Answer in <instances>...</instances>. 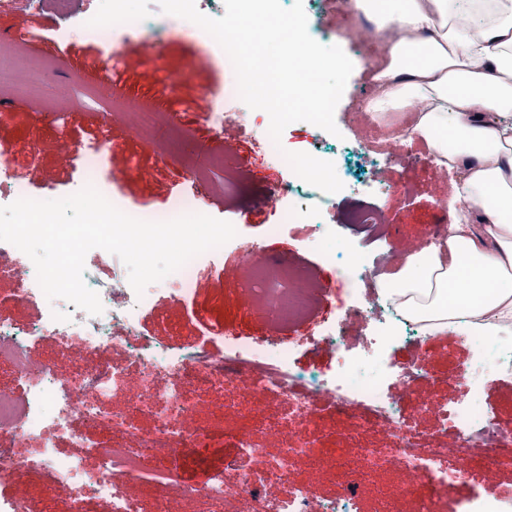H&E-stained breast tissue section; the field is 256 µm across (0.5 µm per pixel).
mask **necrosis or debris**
<instances>
[{
    "mask_svg": "<svg viewBox=\"0 0 512 512\" xmlns=\"http://www.w3.org/2000/svg\"><path fill=\"white\" fill-rule=\"evenodd\" d=\"M126 0H106V9L80 7L79 0H24L26 11L39 12L54 4L64 24L60 37L83 35L100 43L114 41L123 31L141 28L146 18L128 13ZM113 111L128 115L130 124L145 144H154L159 122H167L172 134L182 128L170 121L167 113L113 100ZM210 118L217 124L240 126L259 125L262 136L259 149L270 157L279 152L267 130L269 120L259 117L258 110L249 108L231 93L210 108ZM280 194L309 199L311 206L298 211L286 206L279 212V221L270 225L269 235L283 233L294 223L312 224L321 232H331L326 222L331 195L321 192L299 176H291L281 186ZM251 267L256 280H275L287 283L288 298L280 308L281 325L306 318L325 297V287L310 277H300L288 262L267 263L258 256L257 244L243 236L230 242ZM323 259L338 265L350 278L363 275L367 269L380 272L395 265L391 251L368 254L348 243L339 242L327 248ZM87 286L96 291L103 311L91 315L65 300H47L38 282L30 258L10 243L0 242V281L14 285L16 300L39 303L43 306L40 319L28 322L0 316V363L14 372L18 392H0V436L11 437L9 447L0 445V466H22L53 474L68 483L69 499L66 512L87 497L108 501L111 512H139L137 501L128 497L112 478L114 469L124 470L126 476L152 484L161 499L179 496L184 487L175 472L167 467L154 466L153 438L165 440L170 452L178 453L192 438L178 425L179 417L188 415L197 403L188 387L175 385L167 390L155 389L156 379L164 374L187 376L198 380L223 381L235 376L254 381L259 389L286 399L294 408L303 428L308 431L300 447L282 451L279 466L287 468L301 455L318 452V439L309 428L318 403L329 400L336 410L360 411L374 424L390 430L401 429L403 417L399 391L407 389L418 378L417 369L395 371L380 367L379 362L390 344L399 342L400 332L416 329V322L405 318L396 306L379 294L363 293L354 303L332 320L323 322L306 335V342L324 344L336 354L334 372L306 378L294 366L297 343H271L262 338L248 343L236 337L224 339V355L213 358L204 350L165 347L147 339L140 329L142 313L153 305L159 290L146 288L136 294L128 282L127 271L100 278L93 269H86ZM50 339L59 354L80 347L94 354L95 362L74 363L63 374L54 362H33L30 347L39 339ZM470 362L460 369L457 377L462 386L459 398L437 409L442 422L433 448L423 453L414 436L403 439L398 450L401 464L412 473L432 470L438 483L464 477L456 460L468 449L476 448L495 470H512V429L500 425L482 409L481 395L493 373L512 375V350L501 347L497 334L473 336L469 339ZM122 350L137 362L140 385L146 400L153 408V431L145 434L127 426L128 416L136 414L137 405L115 414L107 404L111 397L126 387L123 365L112 362L108 354ZM82 420L88 427L120 433L121 443L112 446L90 445L89 452L97 463L88 467L81 460L58 454L55 436L70 431L73 420ZM35 445L34 455L19 459L18 444ZM208 499L228 507L229 512H358V493L355 484H347L344 493L334 499H319L302 485L293 488L287 498L269 500L250 477L238 484H226L222 475H213L205 484Z\"/></svg>",
    "mask_w": 512,
    "mask_h": 512,
    "instance_id": "4bbe7bcc",
    "label": "necrosis or debris"
}]
</instances>
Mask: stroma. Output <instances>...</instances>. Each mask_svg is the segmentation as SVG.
<instances>
[{"label": "stroma", "instance_id": "obj_1", "mask_svg": "<svg viewBox=\"0 0 512 512\" xmlns=\"http://www.w3.org/2000/svg\"><path fill=\"white\" fill-rule=\"evenodd\" d=\"M129 8L132 13L156 17V24L125 34L108 46L85 37L60 39L56 33L60 21L50 8L38 14L0 12V32L29 31L36 48L22 51L19 60L43 74L36 88L0 84V155L10 158L31 191L57 199L71 194L80 172L64 159L63 147L77 151L96 146L103 159L104 183L130 208L162 212L190 192L189 187L174 185L177 175L185 171L176 163V155L193 150L204 161L220 157L223 169L212 171L210 185L198 188L209 215L237 224L244 237L275 245L286 252L290 264L309 269L316 281L329 287L327 299L309 317V324L333 318L347 308L356 289L376 288L374 279L354 282L336 266L323 263L310 239L312 225L293 224L278 237L268 235V225L278 220L268 198L274 188L287 183V172L257 148L252 130L225 128L224 142L217 145L211 143L206 129L207 107L230 93L233 73L194 33L160 22L156 0H130ZM308 22L320 31L349 34L362 29L369 19L352 12L349 0H328ZM379 53L369 36L356 52L354 70L335 111L343 142L387 143L384 127L360 120L365 105L359 89L371 83V66ZM112 67L118 70L116 84L98 81V74ZM116 94L148 106L160 105L175 115L187 138L166 150L146 146L122 115L109 113ZM405 150L411 159L409 167L380 168L379 181L336 198L333 224L366 251L384 245L397 256L410 255L419 251L432 226L448 225L462 216L453 200L455 172L437 164L418 139L408 140ZM383 184L388 187L384 193L379 190ZM365 206L381 215L386 233L380 240H370L365 228L348 221L352 212ZM247 291L263 299L265 311L245 304ZM279 296L277 285L254 283L248 267L228 250L211 259L209 273L190 290L175 298L159 294L142 314L141 330L153 342L202 346L216 355L224 351V339L218 334L223 327L233 329L245 342L267 336L284 343L297 341L292 328L273 323ZM386 359L395 367H419L421 378L401 393L400 404L407 424L421 436L423 448H432L440 426L428 407L459 396L456 372L469 360L465 334L450 329L442 338L402 343L389 348ZM288 415L286 400L235 380L205 393L195 412L182 421L203 450L184 457L180 480L189 491L172 502V512H224L222 504L209 501L201 485L191 482L188 473L193 469L222 474L228 484L250 474L270 499L286 497L298 484L307 486L315 497L330 499L351 480L358 487L359 512H395L399 507L404 512H422L433 500L444 512H457L459 503L481 486L482 457H464L468 477L435 487L430 476L414 475L390 459L397 443L392 432L371 424L359 412L336 413L326 401L319 403L316 412L323 435L319 453L298 460L288 477H277L273 470L280 448L305 436L299 422ZM246 435L262 441L263 460L242 453L240 443ZM370 449L387 454V464L374 466L366 455ZM66 495V484L49 473L0 470V498L24 499L30 512H59Z\"/></svg>", "mask_w": 512, "mask_h": 512}]
</instances>
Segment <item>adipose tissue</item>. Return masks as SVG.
<instances>
[{
	"instance_id": "obj_1",
	"label": "adipose tissue",
	"mask_w": 512,
	"mask_h": 512,
	"mask_svg": "<svg viewBox=\"0 0 512 512\" xmlns=\"http://www.w3.org/2000/svg\"><path fill=\"white\" fill-rule=\"evenodd\" d=\"M381 55L367 106L457 174L468 217L380 286L408 317L491 334L512 322V0H355Z\"/></svg>"
}]
</instances>
